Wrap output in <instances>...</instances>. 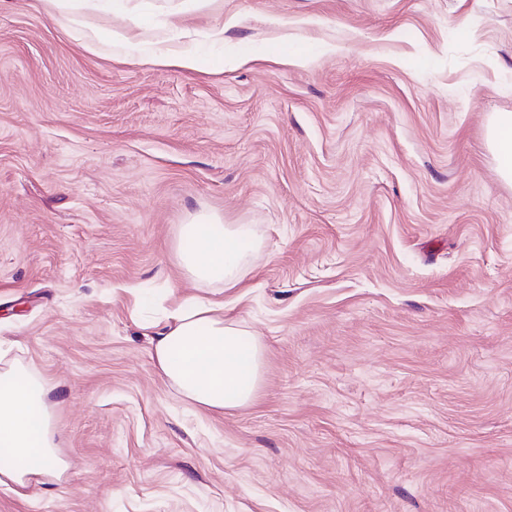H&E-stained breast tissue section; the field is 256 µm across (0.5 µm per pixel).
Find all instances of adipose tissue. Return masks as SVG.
I'll return each mask as SVG.
<instances>
[{"label": "adipose tissue", "instance_id": "obj_1", "mask_svg": "<svg viewBox=\"0 0 512 512\" xmlns=\"http://www.w3.org/2000/svg\"><path fill=\"white\" fill-rule=\"evenodd\" d=\"M489 141L501 177L512 182V113L496 114ZM246 224H225L197 214L179 225L173 255L194 282L238 287L249 251L256 247ZM160 373L189 402L221 412L250 406L263 382L265 348L246 326L224 318L221 304L182 307L154 338ZM64 469L42 384L24 368L0 373V483L60 475Z\"/></svg>", "mask_w": 512, "mask_h": 512}]
</instances>
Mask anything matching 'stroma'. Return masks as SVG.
Listing matches in <instances>:
<instances>
[{
	"mask_svg": "<svg viewBox=\"0 0 512 512\" xmlns=\"http://www.w3.org/2000/svg\"><path fill=\"white\" fill-rule=\"evenodd\" d=\"M76 5L127 55L0 0V372L66 464L0 512H512V0ZM201 212L259 241L224 295L174 260ZM205 294L265 347L246 409L155 366ZM146 63L153 65H174L184 69H195L199 65L198 59L190 54H178L175 52H158L148 55L145 59ZM488 136L500 176L512 182V113L496 114L490 123Z\"/></svg>",
	"mask_w": 512,
	"mask_h": 512,
	"instance_id": "stroma-1",
	"label": "stroma"
}]
</instances>
